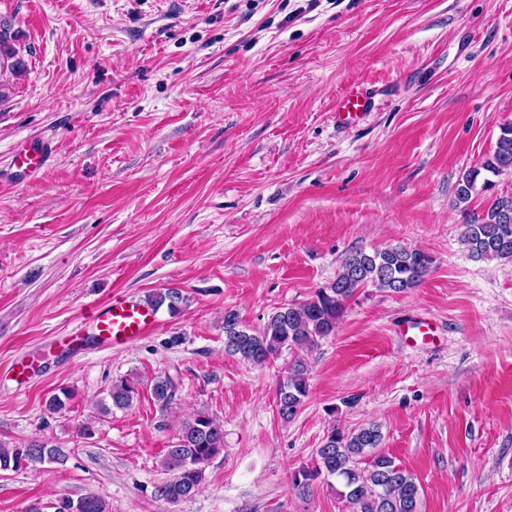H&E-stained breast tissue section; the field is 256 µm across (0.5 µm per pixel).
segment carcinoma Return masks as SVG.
<instances>
[{"instance_id": "1", "label": "carcinoma", "mask_w": 512, "mask_h": 512, "mask_svg": "<svg viewBox=\"0 0 512 512\" xmlns=\"http://www.w3.org/2000/svg\"><path fill=\"white\" fill-rule=\"evenodd\" d=\"M18 34L0 26V75L20 76L26 62L17 47ZM482 169L494 176L512 174V123L501 127L495 149L485 158ZM479 171H469L456 187V204L470 202ZM460 242L476 260L512 261V194L495 196L483 214L461 225ZM433 258L425 251L402 245L368 252L357 249L341 262L336 277L316 289L304 303L281 307L269 315L262 330L245 328L237 312H224V345L232 354L262 365L283 351H310L319 341L335 334L346 304L359 288L405 293L418 287L429 274ZM182 297L169 290L148 296L156 308L167 306L177 311ZM309 366L295 357L286 377L279 383L276 404L280 416L293 417L309 392ZM176 385L169 376L158 377L152 385L155 399L166 405ZM138 394L136 385L119 379L112 383V406L127 408ZM382 434L376 425L360 427L348 433L332 429L316 450L313 464L291 473V488L306 495L321 477L334 478L340 484L337 494L352 506V512H420L419 486L415 477L379 450ZM224 445V429L216 418L200 411L186 421L169 448L162 466L173 476L156 487V495L168 503L192 497L199 489L205 466ZM66 454L60 448L34 440L23 447L0 442V471L19 472L33 463H62ZM55 512H108L104 497L90 492L77 500L62 498Z\"/></svg>"}]
</instances>
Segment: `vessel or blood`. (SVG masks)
Listing matches in <instances>:
<instances>
[{
    "mask_svg": "<svg viewBox=\"0 0 512 512\" xmlns=\"http://www.w3.org/2000/svg\"><path fill=\"white\" fill-rule=\"evenodd\" d=\"M371 100L369 88L349 86L337 98L334 119L338 126H348L364 116ZM53 153L50 142L26 139L12 151V166L17 178L23 179L41 172ZM94 327L103 346L117 349L152 334L161 322L157 310L133 296L115 295L100 302L86 317Z\"/></svg>",
    "mask_w": 512,
    "mask_h": 512,
    "instance_id": "vessel-or-blood-1",
    "label": "vessel or blood"
}]
</instances>
